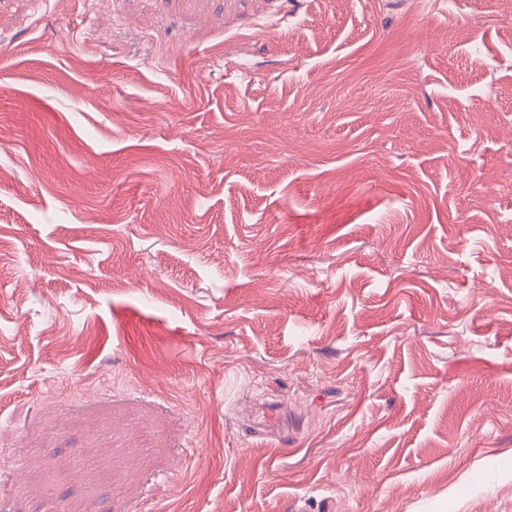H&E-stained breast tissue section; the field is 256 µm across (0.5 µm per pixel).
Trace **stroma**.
Returning a JSON list of instances; mask_svg holds the SVG:
<instances>
[{"label": "stroma", "instance_id": "35a3bbf8", "mask_svg": "<svg viewBox=\"0 0 512 512\" xmlns=\"http://www.w3.org/2000/svg\"><path fill=\"white\" fill-rule=\"evenodd\" d=\"M0 512H512V0H0Z\"/></svg>", "mask_w": 512, "mask_h": 512}]
</instances>
